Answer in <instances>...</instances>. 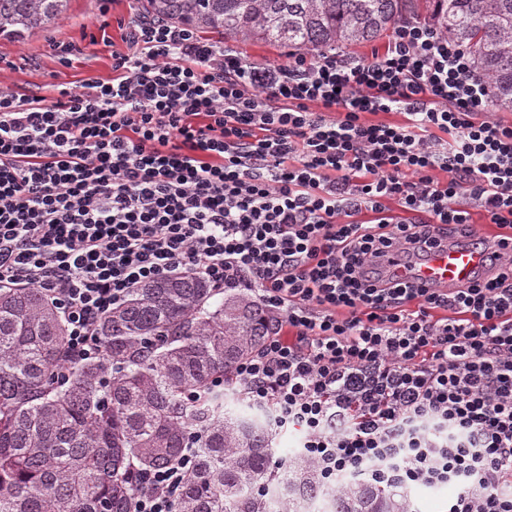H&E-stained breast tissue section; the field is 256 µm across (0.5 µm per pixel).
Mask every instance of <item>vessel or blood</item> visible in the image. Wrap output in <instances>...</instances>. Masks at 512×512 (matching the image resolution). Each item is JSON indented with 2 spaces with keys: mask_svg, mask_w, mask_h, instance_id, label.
Wrapping results in <instances>:
<instances>
[{
  "mask_svg": "<svg viewBox=\"0 0 512 512\" xmlns=\"http://www.w3.org/2000/svg\"><path fill=\"white\" fill-rule=\"evenodd\" d=\"M487 258V251L451 244L430 249L415 267L397 265L391 272L420 288H459L486 272Z\"/></svg>",
  "mask_w": 512,
  "mask_h": 512,
  "instance_id": "b4317fda",
  "label": "vessel or blood"
}]
</instances>
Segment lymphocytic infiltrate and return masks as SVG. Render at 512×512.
<instances>
[{
    "mask_svg": "<svg viewBox=\"0 0 512 512\" xmlns=\"http://www.w3.org/2000/svg\"><path fill=\"white\" fill-rule=\"evenodd\" d=\"M111 57L47 98L0 87V285L50 298L71 361L102 358L103 316L156 278L257 293L270 329L235 387L323 481L512 512V236L464 288L378 267L442 232L483 244L474 207L512 229V123L470 52L404 21L380 54L261 66L141 17ZM192 459L143 474L127 512H174Z\"/></svg>",
    "mask_w": 512,
    "mask_h": 512,
    "instance_id": "lymphocytic-infiltrate-1",
    "label": "lymphocytic infiltrate"
}]
</instances>
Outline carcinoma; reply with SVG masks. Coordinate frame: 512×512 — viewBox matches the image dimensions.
Instances as JSON below:
<instances>
[{"instance_id": "cac0c4a2", "label": "carcinoma", "mask_w": 512, "mask_h": 512, "mask_svg": "<svg viewBox=\"0 0 512 512\" xmlns=\"http://www.w3.org/2000/svg\"><path fill=\"white\" fill-rule=\"evenodd\" d=\"M427 5L512 109V0H140L141 15L226 41L294 49L380 39ZM70 0H0V35L21 39ZM245 292L169 276L103 317L104 357L70 362L66 325L42 290L0 287V512H126L140 476L194 460L175 512H412L411 499L351 481L337 492L300 456L274 466L265 416L237 397L235 366L267 336Z\"/></svg>"}]
</instances>
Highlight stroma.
Segmentation results:
<instances>
[{
    "mask_svg": "<svg viewBox=\"0 0 512 512\" xmlns=\"http://www.w3.org/2000/svg\"><path fill=\"white\" fill-rule=\"evenodd\" d=\"M137 0H72L67 15L24 39L0 36V83L25 94L50 84L72 87L111 73L109 43L121 42L126 24L139 17ZM71 44L69 64L46 53L48 38Z\"/></svg>",
    "mask_w": 512,
    "mask_h": 512,
    "instance_id": "obj_1",
    "label": "stroma"
}]
</instances>
